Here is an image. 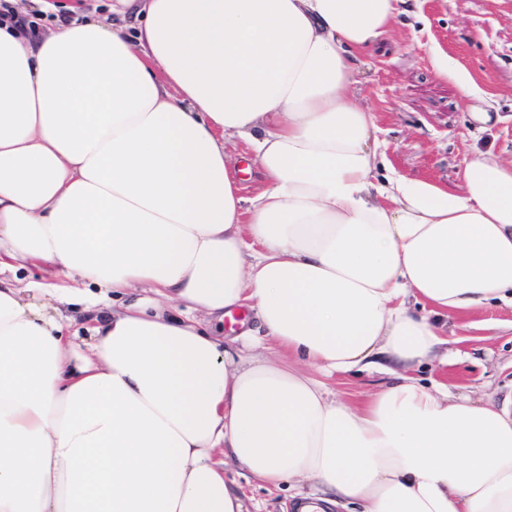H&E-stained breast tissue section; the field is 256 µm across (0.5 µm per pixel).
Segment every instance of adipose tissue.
I'll return each instance as SVG.
<instances>
[{
    "mask_svg": "<svg viewBox=\"0 0 512 512\" xmlns=\"http://www.w3.org/2000/svg\"><path fill=\"white\" fill-rule=\"evenodd\" d=\"M405 3L0 17V512H248L229 460L302 512H512V397L413 375L448 313L512 304V163L386 171L350 86ZM243 306L263 337L198 320ZM384 369L354 406L318 379ZM227 149L235 156L242 155L236 176L241 184L247 186L249 191H253L260 185L262 178L255 167L250 163L249 153L246 150L245 144L241 141L233 140L227 144Z\"/></svg>",
    "mask_w": 512,
    "mask_h": 512,
    "instance_id": "adipose-tissue-1",
    "label": "adipose tissue"
}]
</instances>
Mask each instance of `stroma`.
Instances as JSON below:
<instances>
[{
	"instance_id": "obj_1",
	"label": "stroma",
	"mask_w": 512,
	"mask_h": 512,
	"mask_svg": "<svg viewBox=\"0 0 512 512\" xmlns=\"http://www.w3.org/2000/svg\"><path fill=\"white\" fill-rule=\"evenodd\" d=\"M448 54L482 90L464 98L435 71ZM354 91L370 106L392 168L457 187L467 159L483 152L512 161V0H408L407 12L357 60ZM487 113L484 122L473 120ZM448 362L415 370L424 384L484 401L512 394V306L495 303L449 315ZM249 512H292L291 488L269 489L239 467L225 468Z\"/></svg>"
}]
</instances>
